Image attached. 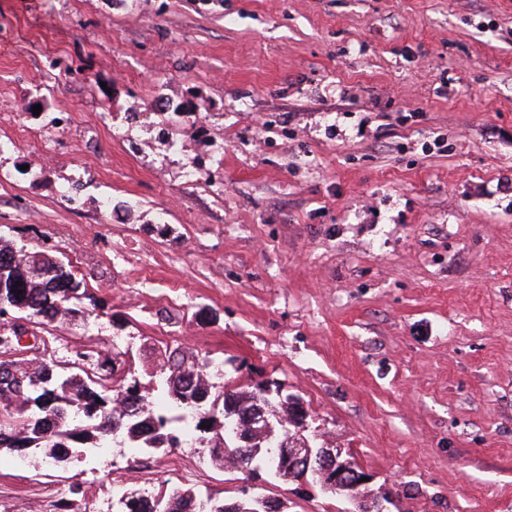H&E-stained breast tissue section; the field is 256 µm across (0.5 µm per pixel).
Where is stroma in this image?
<instances>
[{"label": "stroma", "instance_id": "1", "mask_svg": "<svg viewBox=\"0 0 512 512\" xmlns=\"http://www.w3.org/2000/svg\"><path fill=\"white\" fill-rule=\"evenodd\" d=\"M0 142V237L100 305L15 358L206 353L390 512H512V0H0ZM240 485L201 447L0 456V512Z\"/></svg>", "mask_w": 512, "mask_h": 512}]
</instances>
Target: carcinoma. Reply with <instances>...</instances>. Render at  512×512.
Listing matches in <instances>:
<instances>
[{"label": "carcinoma", "mask_w": 512, "mask_h": 512, "mask_svg": "<svg viewBox=\"0 0 512 512\" xmlns=\"http://www.w3.org/2000/svg\"><path fill=\"white\" fill-rule=\"evenodd\" d=\"M88 298L72 270L55 257L30 254L23 247L0 239V327L17 321L33 329H45L66 317L94 315L84 306ZM212 360L208 355H188L165 349L155 372L165 379L168 394L180 413L157 409L148 392L138 384L123 386L115 379L119 365L101 361L98 343L90 341L72 359L28 365L19 359L0 360L9 370V380L0 382V452L44 451L47 458L66 461L82 455L84 448L111 443H132L134 448H178L182 444L181 423L185 413L196 414L199 443L207 444L211 461L231 465L248 482L265 471V453L276 449L289 430L256 423L255 447L249 454L241 447L228 422L235 410L278 412L292 419L288 405L279 396L280 384L254 381L247 387L208 381ZM200 498L190 487H177L159 497H124L121 512H162L173 501L170 512H191Z\"/></svg>", "instance_id": "carcinoma-1"}]
</instances>
